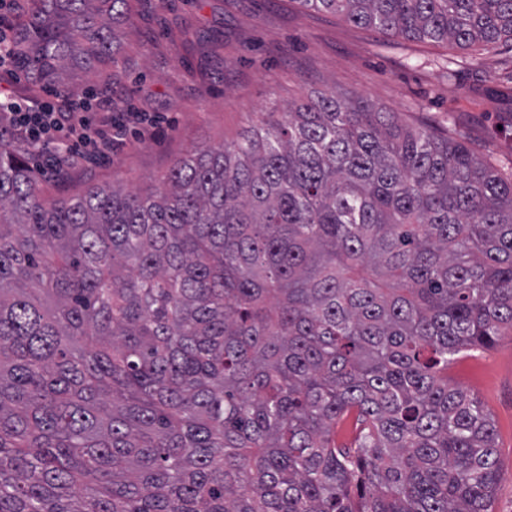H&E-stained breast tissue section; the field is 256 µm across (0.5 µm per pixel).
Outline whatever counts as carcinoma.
Listing matches in <instances>:
<instances>
[{
	"label": "carcinoma",
	"instance_id": "carcinoma-1",
	"mask_svg": "<svg viewBox=\"0 0 512 512\" xmlns=\"http://www.w3.org/2000/svg\"><path fill=\"white\" fill-rule=\"evenodd\" d=\"M295 2L512 41V0ZM131 12L27 0L15 69L65 90ZM511 335L512 178L449 133L324 91L151 191L55 197L0 135V512H492L448 365Z\"/></svg>",
	"mask_w": 512,
	"mask_h": 512
}]
</instances>
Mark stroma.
I'll return each instance as SVG.
<instances>
[{
    "instance_id": "obj_1",
    "label": "stroma",
    "mask_w": 512,
    "mask_h": 512,
    "mask_svg": "<svg viewBox=\"0 0 512 512\" xmlns=\"http://www.w3.org/2000/svg\"><path fill=\"white\" fill-rule=\"evenodd\" d=\"M111 70L79 74L68 97L96 120L121 114L122 142L63 174L31 155L47 194L90 182L144 190L182 152L232 143L268 113L337 90L412 126L451 132L512 172V45L484 51L409 42L304 9L295 0H133ZM449 382L473 393L496 429L494 512H512V337L456 359Z\"/></svg>"
}]
</instances>
